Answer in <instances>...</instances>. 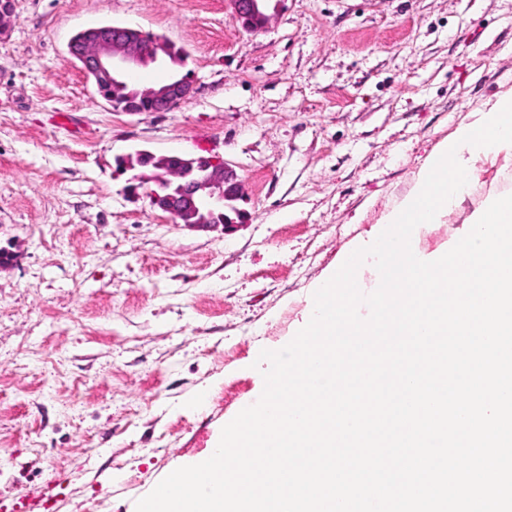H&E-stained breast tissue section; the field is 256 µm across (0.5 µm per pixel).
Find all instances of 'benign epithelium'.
Instances as JSON below:
<instances>
[{
    "label": "benign epithelium",
    "instance_id": "1",
    "mask_svg": "<svg viewBox=\"0 0 512 512\" xmlns=\"http://www.w3.org/2000/svg\"><path fill=\"white\" fill-rule=\"evenodd\" d=\"M232 12L243 17L257 12V0H228ZM14 14L13 0H0V38L11 27ZM167 42L161 38L145 40V33L139 29L119 25H98L78 32L68 43V55L79 63L81 69L96 85L112 84V92L118 93L128 85L130 70L153 61L163 60ZM193 86L181 82L166 81L161 85L139 89L142 99L153 104L155 112H169L192 92ZM132 172L130 183H153L148 191L152 201H158L157 187L172 186L173 193L165 196L161 210L178 221L185 209L182 200L207 201L211 208H225L222 229L228 230L243 223L244 212L230 202L242 197L241 183L236 170L217 155L188 156L182 166L162 169L148 177L137 172L132 159H125L123 172Z\"/></svg>",
    "mask_w": 512,
    "mask_h": 512
}]
</instances>
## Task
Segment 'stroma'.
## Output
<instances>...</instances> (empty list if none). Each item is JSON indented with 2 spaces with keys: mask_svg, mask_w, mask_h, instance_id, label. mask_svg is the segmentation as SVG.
I'll return each mask as SVG.
<instances>
[{
  "mask_svg": "<svg viewBox=\"0 0 512 512\" xmlns=\"http://www.w3.org/2000/svg\"><path fill=\"white\" fill-rule=\"evenodd\" d=\"M0 40V498L22 512H136L255 403L261 350L415 187L459 128L512 96V0H284L243 30L225 0H13ZM101 24L189 53L170 112L113 110L67 54ZM217 154L242 183L231 232L130 195L119 157ZM468 196L419 225L445 251L512 153L465 155ZM47 491L45 505L31 506Z\"/></svg>",
  "mask_w": 512,
  "mask_h": 512,
  "instance_id": "stroma-1",
  "label": "stroma"
}]
</instances>
